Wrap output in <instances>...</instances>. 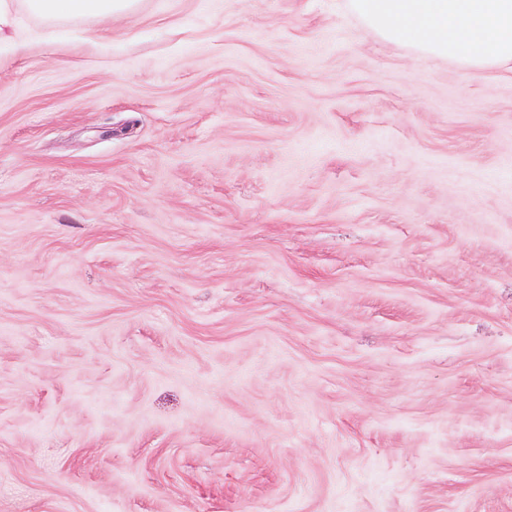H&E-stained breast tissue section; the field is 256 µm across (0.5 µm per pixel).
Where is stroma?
I'll list each match as a JSON object with an SVG mask.
<instances>
[{
  "label": "stroma",
  "instance_id": "1",
  "mask_svg": "<svg viewBox=\"0 0 512 512\" xmlns=\"http://www.w3.org/2000/svg\"><path fill=\"white\" fill-rule=\"evenodd\" d=\"M0 45V512H512V71L345 0Z\"/></svg>",
  "mask_w": 512,
  "mask_h": 512
}]
</instances>
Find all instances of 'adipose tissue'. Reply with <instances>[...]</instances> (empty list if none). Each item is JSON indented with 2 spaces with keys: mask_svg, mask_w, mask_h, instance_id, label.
<instances>
[{
  "mask_svg": "<svg viewBox=\"0 0 512 512\" xmlns=\"http://www.w3.org/2000/svg\"><path fill=\"white\" fill-rule=\"evenodd\" d=\"M52 23L132 13L135 0H26ZM347 8L382 41L413 49L420 58L451 61L469 81L512 68V0H348Z\"/></svg>",
  "mask_w": 512,
  "mask_h": 512,
  "instance_id": "obj_1",
  "label": "adipose tissue"
}]
</instances>
